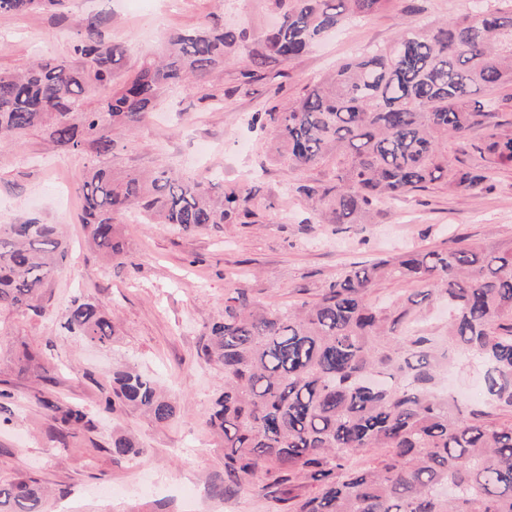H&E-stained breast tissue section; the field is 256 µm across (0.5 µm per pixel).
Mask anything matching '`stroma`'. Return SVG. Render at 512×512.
<instances>
[{"mask_svg":"<svg viewBox=\"0 0 512 512\" xmlns=\"http://www.w3.org/2000/svg\"><path fill=\"white\" fill-rule=\"evenodd\" d=\"M471 0H386L377 13L346 24L292 61L274 63L252 79L238 62L192 89L166 92L131 135L119 139L115 173L171 168L185 179L250 192L249 215L234 223L184 231L127 218L120 226L125 259L106 261L80 222L82 156L53 147L34 129L0 144V224L34 218L63 225L66 260L45 285L44 312L0 314V475L34 477L62 512H277L261 487L217 496L224 449L206 415L224 377L199 347L207 327L224 316V295L243 288L263 305L311 302L352 265L405 251L449 250L512 241V166L498 170L478 195L433 186L355 224L314 216L294 187L332 178V167L296 170L272 152V132L252 127L253 113L299 96L336 63L368 46L392 41L400 20L417 25L463 17ZM106 41L122 44V70L160 52L173 31L217 16L246 30L241 54L261 49L280 19L276 0H69L62 15H0V72L41 57L70 58L88 17ZM95 301L117 325L107 347L61 329L70 301ZM38 350L48 373L17 374L22 353ZM134 366L165 386L178 407L157 423L133 411L103 413L115 370ZM78 404L91 423L61 444L40 403ZM131 435L146 454L114 459L113 435Z\"/></svg>","mask_w":512,"mask_h":512,"instance_id":"stroma-1","label":"stroma"}]
</instances>
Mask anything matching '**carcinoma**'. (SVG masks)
Here are the masks:
<instances>
[{
	"label": "carcinoma",
	"mask_w": 512,
	"mask_h": 512,
	"mask_svg": "<svg viewBox=\"0 0 512 512\" xmlns=\"http://www.w3.org/2000/svg\"><path fill=\"white\" fill-rule=\"evenodd\" d=\"M66 0H0V13L25 14ZM278 27L244 60L242 76L305 53L351 18L385 0H277ZM91 17L72 45V59L39 61L0 72V139L42 130L64 150L92 160L81 185L82 223L109 258H124L119 223L133 213L154 224L192 230L248 215L240 191L219 197L208 185L162 170L144 177L112 172L116 132H130L174 84L191 88L224 71L243 33L216 21L169 35L164 58H145L121 72L125 49L105 41ZM512 85V9L477 0L471 16L416 26L403 22L386 46L336 65L286 105L253 116L272 128L276 153L307 170L330 161L333 177L303 183V195L332 224H352L379 204L440 185L476 193L499 167L512 164V130L497 121L481 91ZM109 86L91 106L88 95ZM473 145L482 164L448 165V139ZM67 253L58 225L25 219L0 224V312H40L42 288ZM382 280L423 283L384 306L370 294ZM425 301H446V338L399 327ZM63 328L93 345L112 342L115 326L96 303L75 299ZM467 352L483 369V404L461 405L440 388L449 351ZM224 373V388L206 424L224 445V484L217 495L264 481L282 512H512V244L464 245L452 251L381 258L344 271L319 298L269 308L235 288L224 318L201 348ZM19 372L43 370L26 351ZM103 410L133 408L157 423L176 415L159 383L135 369L112 375ZM41 402L61 441L90 423L80 405ZM117 459L144 449L126 435L109 448ZM375 465L356 469L354 455ZM316 493L300 498L295 482ZM0 512H48L33 478L0 477Z\"/></svg>",
	"instance_id": "carcinoma-1"
}]
</instances>
